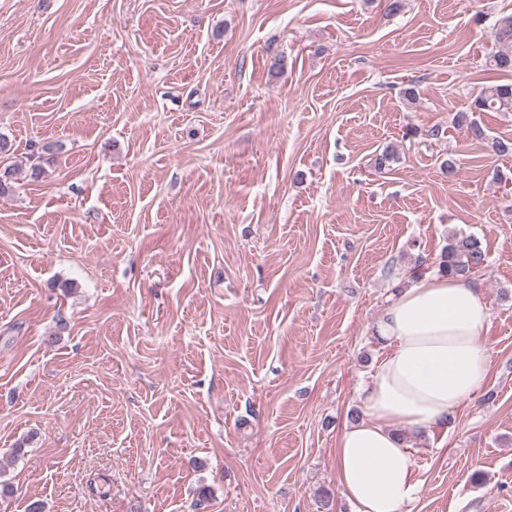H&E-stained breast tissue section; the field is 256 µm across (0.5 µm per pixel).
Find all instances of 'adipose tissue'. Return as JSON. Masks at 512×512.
<instances>
[{"mask_svg": "<svg viewBox=\"0 0 512 512\" xmlns=\"http://www.w3.org/2000/svg\"><path fill=\"white\" fill-rule=\"evenodd\" d=\"M490 321L479 285L414 273L379 326L386 350L363 388V414L336 441V482L352 512H403L416 489L404 432L447 427L482 387L489 353L479 337Z\"/></svg>", "mask_w": 512, "mask_h": 512, "instance_id": "ef3b65f1", "label": "adipose tissue"}]
</instances>
